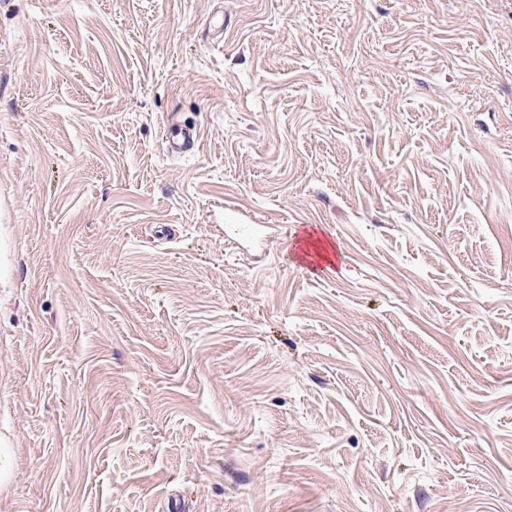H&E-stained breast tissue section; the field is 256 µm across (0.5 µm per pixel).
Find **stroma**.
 <instances>
[{"label": "stroma", "mask_w": 512, "mask_h": 512, "mask_svg": "<svg viewBox=\"0 0 512 512\" xmlns=\"http://www.w3.org/2000/svg\"><path fill=\"white\" fill-rule=\"evenodd\" d=\"M2 433L0 512H512V0H0ZM170 127L165 136V150L172 157L192 155L198 148L199 134L196 128L186 125ZM228 227L227 240L232 244L240 242H249L256 247H262L265 245L266 237H269V233L266 235L263 233L262 228H279L280 226L272 225L265 226L261 224H226ZM15 475V456L11 441L0 437V489L9 487Z\"/></svg>", "instance_id": "obj_1"}]
</instances>
